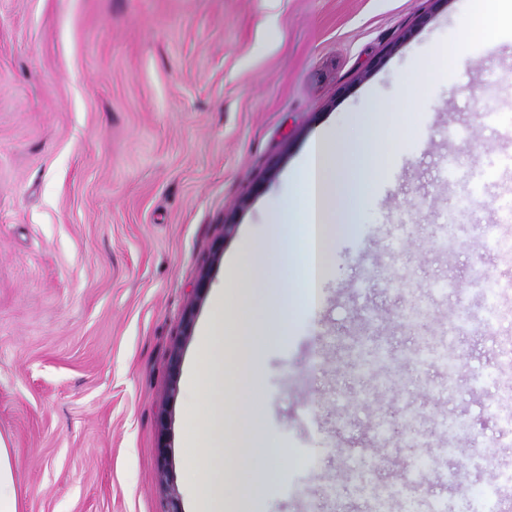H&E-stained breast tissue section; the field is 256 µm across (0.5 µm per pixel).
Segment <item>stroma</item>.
<instances>
[{
  "instance_id": "1",
  "label": "stroma",
  "mask_w": 512,
  "mask_h": 512,
  "mask_svg": "<svg viewBox=\"0 0 512 512\" xmlns=\"http://www.w3.org/2000/svg\"><path fill=\"white\" fill-rule=\"evenodd\" d=\"M471 15L472 0H0V440L19 512L187 502L172 353L194 363L230 260L267 239L318 135L389 112L404 135L356 232L331 240L317 307L262 352L278 455L247 507L402 512L392 492L421 472L416 512H481L512 472V25L491 56Z\"/></svg>"
}]
</instances>
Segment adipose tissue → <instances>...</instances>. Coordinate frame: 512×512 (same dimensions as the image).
Wrapping results in <instances>:
<instances>
[{"mask_svg": "<svg viewBox=\"0 0 512 512\" xmlns=\"http://www.w3.org/2000/svg\"><path fill=\"white\" fill-rule=\"evenodd\" d=\"M504 0H473L471 30L496 53L493 31L512 22ZM400 113H388L383 126L362 124L360 140L335 149L328 136L313 143L293 179V196L275 213L285 262L278 273L293 279L292 288H221L214 297L216 315L201 328L199 355L187 376L194 402L187 415L186 454L192 473L187 481L190 512H224L225 489L237 487L243 499L262 493L271 477L274 451L257 425L259 395H252L247 430H225L224 405L241 375L256 379L264 345L282 334L297 308L317 301L316 288L329 258L333 236L352 233L355 207L363 204L401 138ZM349 206L339 210L337 199ZM242 347L246 364L225 363V348Z\"/></svg>", "mask_w": 512, "mask_h": 512, "instance_id": "1", "label": "adipose tissue"}]
</instances>
